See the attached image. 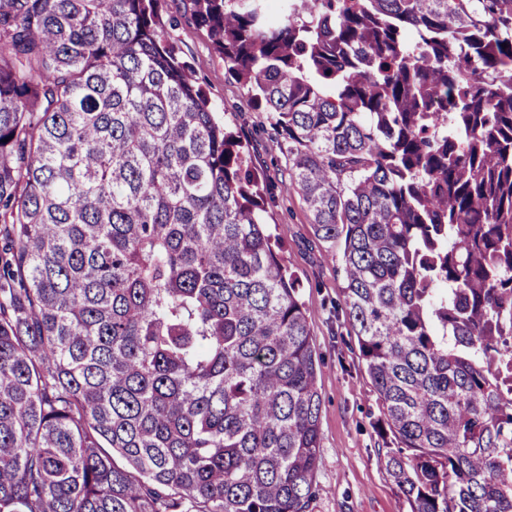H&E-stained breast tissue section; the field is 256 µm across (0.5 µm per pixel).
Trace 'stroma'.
Returning a JSON list of instances; mask_svg holds the SVG:
<instances>
[{
    "label": "stroma",
    "instance_id": "stroma-1",
    "mask_svg": "<svg viewBox=\"0 0 512 512\" xmlns=\"http://www.w3.org/2000/svg\"><path fill=\"white\" fill-rule=\"evenodd\" d=\"M160 13L168 42L191 66L197 85L271 187L266 199L270 230L284 244V264L302 281L299 297L318 357L321 394L320 464L309 510L406 512L402 494L380 461L372 429L379 404L342 312L341 260L315 237L301 194L285 185L288 162L280 136L267 113L255 109L247 88L225 75L224 60L207 29L196 24L189 0H160Z\"/></svg>",
    "mask_w": 512,
    "mask_h": 512
}]
</instances>
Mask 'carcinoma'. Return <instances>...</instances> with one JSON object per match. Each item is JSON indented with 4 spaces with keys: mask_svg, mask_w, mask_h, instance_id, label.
I'll return each instance as SVG.
<instances>
[{
    "mask_svg": "<svg viewBox=\"0 0 512 512\" xmlns=\"http://www.w3.org/2000/svg\"><path fill=\"white\" fill-rule=\"evenodd\" d=\"M265 2L191 0L341 255L385 470L512 512V0ZM0 223V512H308L300 282L157 0H0Z\"/></svg>",
    "mask_w": 512,
    "mask_h": 512,
    "instance_id": "cac0c4a2",
    "label": "carcinoma"
}]
</instances>
